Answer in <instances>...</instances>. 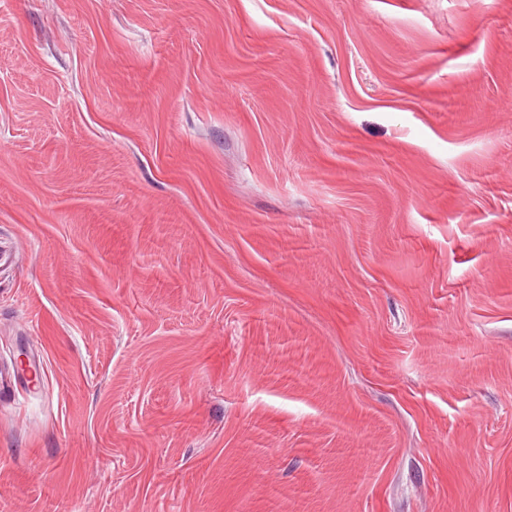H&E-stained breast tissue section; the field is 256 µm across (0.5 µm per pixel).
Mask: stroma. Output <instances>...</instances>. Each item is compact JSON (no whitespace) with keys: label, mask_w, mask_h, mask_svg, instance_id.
Returning a JSON list of instances; mask_svg holds the SVG:
<instances>
[{"label":"stroma","mask_w":512,"mask_h":512,"mask_svg":"<svg viewBox=\"0 0 512 512\" xmlns=\"http://www.w3.org/2000/svg\"><path fill=\"white\" fill-rule=\"evenodd\" d=\"M0 512H512V0H0Z\"/></svg>","instance_id":"35a3bbf8"}]
</instances>
